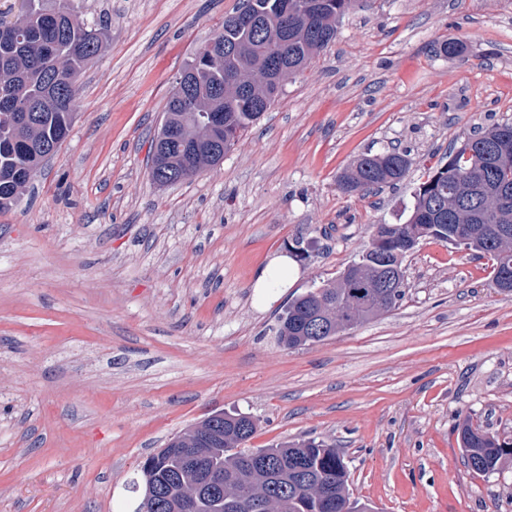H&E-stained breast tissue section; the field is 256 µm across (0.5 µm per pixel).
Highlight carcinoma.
Instances as JSON below:
<instances>
[{"instance_id":"1","label":"carcinoma","mask_w":512,"mask_h":512,"mask_svg":"<svg viewBox=\"0 0 512 512\" xmlns=\"http://www.w3.org/2000/svg\"><path fill=\"white\" fill-rule=\"evenodd\" d=\"M11 21L0 18V210L21 202L24 188L42 168L41 144L61 143L75 119L77 88L69 73H83L99 55L102 32L76 20L66 0H22ZM355 0H243L240 12L257 19L246 27L237 14L211 37L218 51L194 56L184 69L191 93L173 87L157 132L174 129L160 159H151L149 176L163 186L185 181L210 166L196 147L231 149L278 96L264 73L271 58L283 75L303 69L337 36V23ZM297 22L283 27L285 7ZM221 113L212 126L207 114ZM512 143V123L493 125L448 152V163L430 173L412 195L403 224H378L368 247L333 282L308 289L288 303L277 319L276 336L288 349H299L371 321L395 308L405 295L403 259L422 240L462 246L490 256L493 286L512 292V155L497 143ZM411 166L405 151L360 155L339 176L342 192L354 194L403 182ZM394 273L397 285L373 295L380 266ZM257 420L243 413L211 416L172 437L141 466L144 481L160 485L183 479L186 490L214 472L224 490H202L190 512H241L237 494L249 487L263 512H371L353 497L343 453L323 441L303 439L272 448H243ZM464 463L491 474L512 460V442L465 421L459 428Z\"/></svg>"}]
</instances>
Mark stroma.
<instances>
[{
    "label": "stroma",
    "mask_w": 512,
    "mask_h": 512,
    "mask_svg": "<svg viewBox=\"0 0 512 512\" xmlns=\"http://www.w3.org/2000/svg\"><path fill=\"white\" fill-rule=\"evenodd\" d=\"M241 3L71 0L100 54L68 138L0 212V512H133L146 456L218 412L258 418L251 449L334 445L377 512H512V462L475 473L457 441L466 420L512 439V294L488 258L422 241L391 311L298 350L274 331L451 147L512 122V0H359L218 165L157 186L175 81ZM392 148L400 186L339 189ZM298 239L295 283L256 287Z\"/></svg>",
    "instance_id": "1"
}]
</instances>
